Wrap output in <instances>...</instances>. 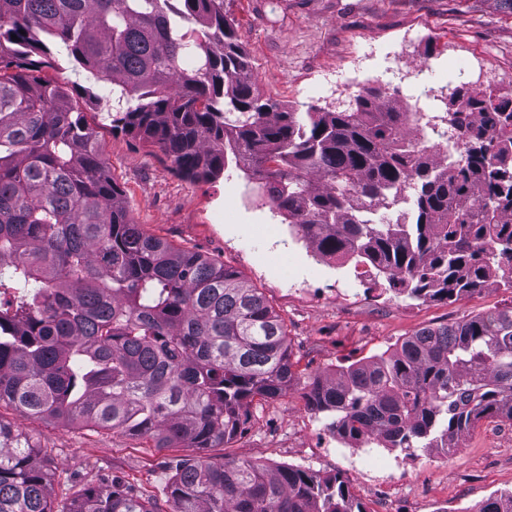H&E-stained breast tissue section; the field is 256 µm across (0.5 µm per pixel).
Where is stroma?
<instances>
[{"mask_svg":"<svg viewBox=\"0 0 512 512\" xmlns=\"http://www.w3.org/2000/svg\"><path fill=\"white\" fill-rule=\"evenodd\" d=\"M224 8L238 21V40L260 92L302 112L335 110L350 92L376 85L377 69L358 58L368 47L387 44H406L410 65L434 63L424 81L440 95L435 109L463 82L460 70L470 60L484 64L487 83L512 93V17L495 0H224ZM336 70L345 84L318 93L317 85ZM40 75L86 83L79 106L99 134L133 220L149 234L237 271L288 325L298 379L256 411L242 436L208 449V456L341 476L368 512H477L492 492L512 491V422L481 421L443 463L434 462L430 449H419L416 460L381 484L377 472L313 446L323 419L303 399L315 377L382 353L420 329L512 306V290L492 285L455 301L422 302L359 277L354 263L317 257L268 205L242 200V173L228 168L217 180L191 182L156 148L113 132L109 86L73 74L65 53H54ZM0 418L48 448L58 507L83 487L116 477L136 487L163 486L186 454L182 448L158 451L119 433L35 421L9 408Z\"/></svg>","mask_w":512,"mask_h":512,"instance_id":"stroma-1","label":"stroma"}]
</instances>
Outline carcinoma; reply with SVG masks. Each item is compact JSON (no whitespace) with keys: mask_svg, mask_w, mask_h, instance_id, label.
<instances>
[{"mask_svg":"<svg viewBox=\"0 0 512 512\" xmlns=\"http://www.w3.org/2000/svg\"><path fill=\"white\" fill-rule=\"evenodd\" d=\"M52 44L112 84V131L194 182L234 161L317 256L424 301L512 288V94L446 97L464 131L443 167L404 141L433 117L380 86L334 112L260 93L224 0H0V407L195 451L160 491L114 478L58 511L47 450L0 417V512H367L337 475L204 454L297 379L288 325L234 270L134 222L77 88L33 75ZM304 400L343 440L460 448L481 420L512 422V307L423 328ZM479 512H512V491Z\"/></svg>","mask_w":512,"mask_h":512,"instance_id":"obj_1","label":"carcinoma"}]
</instances>
